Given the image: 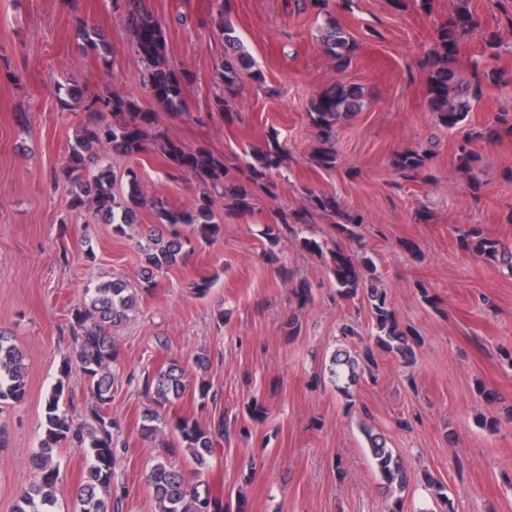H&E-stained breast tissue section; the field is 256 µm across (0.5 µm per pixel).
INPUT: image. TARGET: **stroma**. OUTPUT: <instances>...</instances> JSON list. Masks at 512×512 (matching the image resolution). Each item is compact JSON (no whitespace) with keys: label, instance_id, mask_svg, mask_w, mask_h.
Here are the masks:
<instances>
[{"label":"stroma","instance_id":"35a3bbf8","mask_svg":"<svg viewBox=\"0 0 512 512\" xmlns=\"http://www.w3.org/2000/svg\"><path fill=\"white\" fill-rule=\"evenodd\" d=\"M403 3L397 10L392 0H326L328 16L353 38L352 63L339 72L323 50L315 12L295 10L292 0H231L236 33L265 81L242 74L229 122L210 114L213 70L224 51L215 0H142L164 25L169 65L190 77L185 113H161L162 130L186 149L203 146L239 165L274 132L288 151L287 170L274 174L273 193L260 195L253 213L227 215L225 199H217L216 242L197 246L144 292L136 240L115 234L92 212L69 211L61 174L83 107L61 109L59 86L130 93L154 105L140 84L144 66L125 17L113 0H0V330L14 336L27 364L23 401L0 413L8 430L0 450V512H15L36 479L32 456L45 397L58 377L66 379L75 422L88 420L87 379L69 360L71 310L86 287L112 278L140 291L136 313L112 329L125 373L108 408L128 443L116 469L127 486L121 512H155L144 470L172 440L142 438L147 401L140 379L177 359L195 380L191 362L200 350L220 398L203 408L186 394L176 414L207 423L242 415L252 395L266 399L264 422L252 424L251 436L232 434L204 472L212 494L242 492L244 512H389L396 500L402 512H430V475L446 486L455 512H512V423L494 432L480 425L512 404V366L503 360L512 353V275L459 244L461 230L475 225L512 247V137L476 142L478 166L457 168L458 135L430 111L428 73L417 65L452 0H432L428 12L420 0ZM83 25L106 35L112 72L79 47ZM339 82L361 86L365 104L337 121L338 162L327 171L310 160L315 136L307 112L312 97ZM426 148L432 155L421 177L400 179L394 156ZM110 161L118 175L134 168L148 197L179 208L194 200V178L171 177L156 147L114 153ZM310 190L363 215L362 243L380 286L398 319L422 338L411 364L384 355L378 382L359 381L346 394L332 382L330 362L337 351H360L370 335L366 300L339 299L325 260L296 241L281 242L277 263L266 262L253 233L279 211L304 208ZM422 209L426 220H416ZM204 277L213 286L202 298L193 284ZM303 280L313 300L302 307L294 289ZM291 316L301 326L292 337L283 329ZM346 323L357 335L342 337ZM481 384L498 402L479 396ZM402 418L411 430L399 427ZM365 422L408 473L399 499L374 470ZM56 458L54 493L60 512H73L84 452L67 443Z\"/></svg>","mask_w":512,"mask_h":512}]
</instances>
